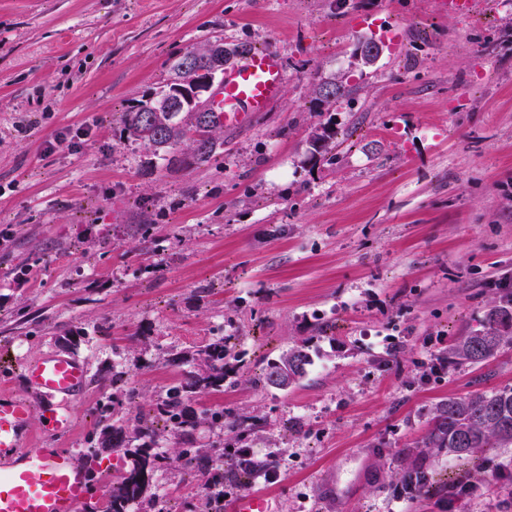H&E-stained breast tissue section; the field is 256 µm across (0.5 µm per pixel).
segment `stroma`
I'll return each mask as SVG.
<instances>
[{
	"label": "stroma",
	"instance_id": "35a3bbf8",
	"mask_svg": "<svg viewBox=\"0 0 512 512\" xmlns=\"http://www.w3.org/2000/svg\"><path fill=\"white\" fill-rule=\"evenodd\" d=\"M219 38L279 50L283 94L225 131L210 163L170 164L122 117L167 82L174 56ZM367 39L384 50L364 66L354 52ZM329 78L350 95L320 101L314 87ZM323 125L335 132L332 165L310 159ZM507 284L512 6L0 0V385L29 400L31 447L76 451L103 490L127 451L84 446L114 361L137 392L129 413L146 414L194 370L197 345L232 333L243 371L187 406L206 450L218 439L206 413L262 419L248 441L260 471L241 494H265L271 512H512L498 469L512 446L476 471L422 446L439 401L512 388L510 345L430 371ZM302 344L306 376L264 385L267 361ZM48 353L79 357L90 376L66 404L64 436L46 431L19 370ZM173 353L184 361L169 363ZM161 448L173 460L148 494L198 512L197 470L174 438ZM421 457L440 487L414 496L405 478ZM468 482L478 495L449 498Z\"/></svg>",
	"mask_w": 512,
	"mask_h": 512
}]
</instances>
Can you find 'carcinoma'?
<instances>
[{"label": "carcinoma", "mask_w": 512, "mask_h": 512, "mask_svg": "<svg viewBox=\"0 0 512 512\" xmlns=\"http://www.w3.org/2000/svg\"><path fill=\"white\" fill-rule=\"evenodd\" d=\"M173 77L163 89L152 94L124 114L123 122L131 137L141 141L155 152L169 153L176 147L186 146V152L175 161L188 166L209 162L224 147L220 131L224 123L216 112H183L182 94L177 87L183 85L182 60L172 65ZM316 93L326 99L346 97L351 93L336 80L317 85ZM334 133L328 127L313 135L310 141L311 159L328 164L336 161L332 153ZM512 339V294L506 295L485 314L479 327L458 337L449 348V358L458 366L477 365L490 361ZM230 339H211L195 351L196 370L188 373L177 384L166 390L165 397L156 400L153 409L169 416L171 431L180 445L178 456L187 457L197 467L208 472L213 486L224 485V468L216 464L215 457L195 446V422L188 414L184 401L196 391H224L229 374L237 373L230 363ZM311 363L309 354L294 347L267 362L264 383L284 390L306 375ZM134 398V390L127 385L112 386L102 408L101 429L97 443L102 448H126L136 440L141 445L130 453L127 468L112 481L110 512H130L133 505L144 497L149 479L161 472L169 457L158 449L160 433L150 416L136 415L124 418L120 413ZM208 423L229 436L227 448L237 453L243 448V426L248 418L233 413L214 411ZM512 444V388L475 392L465 397H450L438 403L431 418L424 444L446 451L460 460L479 458L495 444ZM434 478L427 466H419L408 477V489L416 494L429 491Z\"/></svg>", "instance_id": "cac0c4a2"}]
</instances>
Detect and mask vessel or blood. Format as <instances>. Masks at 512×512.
<instances>
[{
    "mask_svg": "<svg viewBox=\"0 0 512 512\" xmlns=\"http://www.w3.org/2000/svg\"><path fill=\"white\" fill-rule=\"evenodd\" d=\"M287 79L280 52L266 47L227 64L210 99L225 129L246 126L278 101ZM26 385L44 399L50 432L63 435L72 420L63 400L79 396L88 370L72 356L46 355L24 364ZM28 401L0 392V512H88L101 493L76 455L51 446L29 448Z\"/></svg>",
    "mask_w": 512,
    "mask_h": 512,
    "instance_id": "b4317fda",
    "label": "vessel or blood"
}]
</instances>
